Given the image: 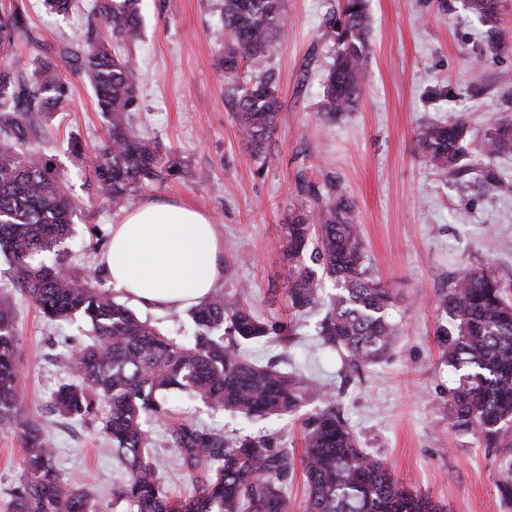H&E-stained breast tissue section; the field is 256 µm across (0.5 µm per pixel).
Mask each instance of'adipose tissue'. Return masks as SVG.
Here are the masks:
<instances>
[{
	"instance_id": "1",
	"label": "adipose tissue",
	"mask_w": 512,
	"mask_h": 512,
	"mask_svg": "<svg viewBox=\"0 0 512 512\" xmlns=\"http://www.w3.org/2000/svg\"><path fill=\"white\" fill-rule=\"evenodd\" d=\"M214 224L185 204L145 202L113 225L105 264L113 287L148 310H181L209 297L224 276Z\"/></svg>"
}]
</instances>
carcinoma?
<instances>
[{
  "instance_id": "1",
  "label": "carcinoma",
  "mask_w": 512,
  "mask_h": 512,
  "mask_svg": "<svg viewBox=\"0 0 512 512\" xmlns=\"http://www.w3.org/2000/svg\"><path fill=\"white\" fill-rule=\"evenodd\" d=\"M76 0H43L58 16ZM142 0H94L81 44L63 45L28 61L0 63V254L13 264L12 285L48 322L90 327L92 342L65 361L70 380L52 392L62 416L92 423L103 420L112 454L123 465L112 483V502L126 512H289L286 492L295 477L294 452L277 436L227 434L194 418L170 428L166 442L194 488L184 500L172 498L156 461L149 423L168 416V396L188 394L210 409L245 419L281 418L307 405L300 469L307 489L305 512H445L398 482L383 463L361 448L332 392L296 373L250 361L243 346L283 328L255 314L245 286L216 292L189 311L196 327L183 344L140 319L105 288L104 270L79 269L58 254L71 235L76 205L65 176L39 149L29 131L47 112L58 111L70 93L66 71L91 86L107 123L108 139L94 167L99 195L121 209L131 195L181 173L158 141L137 133V68L116 51L142 37ZM498 0H469L481 18L497 12ZM224 76L238 75L247 62L269 56L285 27V0H222ZM337 54L323 85V116L331 120L360 101L366 77L368 0H339L327 19ZM17 41L36 43L24 7L0 9V51ZM272 70L227 88L239 130L255 157L276 128L280 99ZM471 141L463 119L418 130L415 146L432 168L458 174ZM488 159L512 151V121L484 136ZM483 183L512 190V182L488 164ZM301 204L285 225L288 307L297 318L320 304L323 281L329 297L317 334L357 365L388 358L400 328L387 313L396 298L392 284L372 275L360 224L342 184L323 186L299 179ZM444 324L437 341L442 363L455 375L448 389V427L483 448H500L512 429V302L495 271L464 269L440 295ZM22 366L13 304L0 297V427L24 421V456L12 512H99L80 479L61 473L41 424L24 418L19 406ZM500 500L512 505V462L497 474Z\"/></svg>"
}]
</instances>
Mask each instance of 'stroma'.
<instances>
[{
	"mask_svg": "<svg viewBox=\"0 0 512 512\" xmlns=\"http://www.w3.org/2000/svg\"><path fill=\"white\" fill-rule=\"evenodd\" d=\"M23 4L37 41L17 45L15 54L32 58L80 42L84 10L62 17L46 13L42 0ZM500 4L489 25L467 0H369L371 54L362 100L357 110L325 124L321 86L335 51L325 19L337 0H286L288 22L277 50L241 73L246 79L270 68L279 76L282 109L263 166L226 100L228 80L218 68L224 46L213 35L221 0H143V34L134 49L141 79L132 125L172 153L182 173L138 191L130 202H183L204 211L224 240L220 291L248 284L247 299L258 315L287 321L284 226L301 201L298 180L335 179L346 188L373 273L398 291L390 314L404 334L393 356L353 368L343 353L322 346L317 311L304 318L295 341L250 344L246 354L258 364L331 383L361 447L447 512H512L495 489L505 453L448 429L453 377L436 342L438 294L463 265H490L512 290V193L480 184L487 159L478 144L469 146L461 176H447L425 165L414 134L461 115L480 137L512 119V47L494 49L490 37L494 27L512 36V0ZM70 82L69 103L41 119L30 143L69 178L77 211L66 256L80 266H99L123 215L100 197L94 176L107 139L105 120L88 82L77 75ZM74 140L82 143V156L70 153ZM10 299L17 310L25 414L43 422L60 470L80 477L102 512H126L112 502L122 466L101 422L80 424L50 410L54 388L67 377L63 357L75 343L88 342V332L45 323L30 301L16 293ZM170 408L173 417L192 415L216 429L275 433L295 449L302 443L297 416L246 421L182 393L171 395ZM22 458L21 427L0 428V512H11Z\"/></svg>",
	"mask_w": 512,
	"mask_h": 512,
	"instance_id": "stroma-1",
	"label": "stroma"
}]
</instances>
